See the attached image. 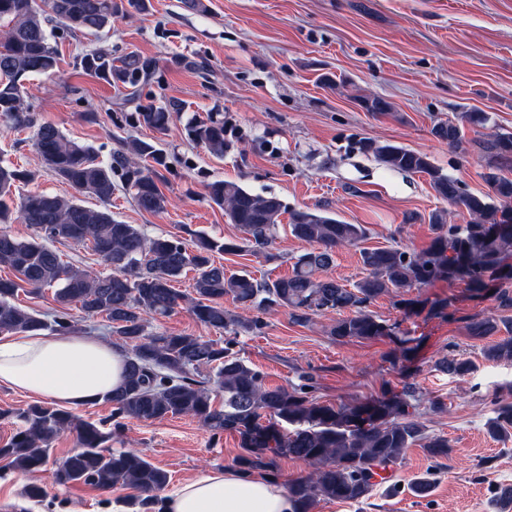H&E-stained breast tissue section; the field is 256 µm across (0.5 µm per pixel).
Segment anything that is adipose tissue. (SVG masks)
Here are the masks:
<instances>
[{"mask_svg":"<svg viewBox=\"0 0 512 512\" xmlns=\"http://www.w3.org/2000/svg\"><path fill=\"white\" fill-rule=\"evenodd\" d=\"M125 353L100 339L48 332L0 333V385L64 407L104 400L125 382ZM162 512H294L287 491L262 475L206 470L173 486Z\"/></svg>","mask_w":512,"mask_h":512,"instance_id":"ef3b65f1","label":"adipose tissue"}]
</instances>
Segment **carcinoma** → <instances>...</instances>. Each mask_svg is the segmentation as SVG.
Instances as JSON below:
<instances>
[{
  "instance_id": "cac0c4a2",
  "label": "carcinoma",
  "mask_w": 512,
  "mask_h": 512,
  "mask_svg": "<svg viewBox=\"0 0 512 512\" xmlns=\"http://www.w3.org/2000/svg\"><path fill=\"white\" fill-rule=\"evenodd\" d=\"M143 0H0V119L18 130L33 131L32 141L45 170L68 184L74 195L63 197L35 192L22 194L21 186L34 175L14 163H0V268L12 272L0 278V332L76 330L70 310L77 306L88 316H104L110 332L128 346L126 380L106 398L112 404V427L82 419L73 412L33 403L16 411H0L19 422L0 445V460L20 473H34L53 465L54 482L90 485L109 491L116 486L134 489L136 512H160L157 493L169 482L167 471L145 457L109 446L126 420L154 421L169 416L198 419L214 436L225 432L239 438L242 453L239 471H263L276 477L281 457L309 463L312 471L288 483L294 512H313L322 500L361 504L376 486L390 482L389 471L401 462L407 449L423 448L429 457L448 458L451 445L445 436L427 432L416 402V388L407 384L396 392L388 386L380 394L338 405L313 396L312 378L297 387H269L264 375L231 352L234 340L225 344L198 336L147 331L150 318L170 316L184 306L207 328L239 336L262 328L259 319L233 315L224 309L230 297L244 309L287 310L292 323L309 325L314 317L340 315L327 333L342 341L389 338L404 360L415 348L394 327L368 310L382 296L393 295L408 314L424 308L406 294L436 281L462 283L473 296L495 289L500 314L476 315L467 329L470 338L486 340L483 357L492 362L512 361V178L501 174V165L512 162V134L496 133L490 143L485 182L488 191L466 194L454 177L433 165L423 152L375 140L360 143V150L384 168L406 174H423L435 194L450 204L465 207L471 221L463 226L447 223V211L428 216L433 237L420 251L375 247L361 251L365 276L352 286L318 273L331 267L336 250L362 242L369 235L364 224H351L328 211L291 210L274 194L254 193L235 181L213 180L205 185L209 202L224 210L228 223L236 224L244 237L214 238L187 228V237H150L138 224H124L112 216L110 205L118 173L139 210L161 214L169 198L162 191L166 158L151 141L133 138L106 161L98 160L89 143L68 139L53 123L41 120L29 103L26 81L32 75L56 73L59 53L56 32L97 37L112 30L118 17L140 11ZM83 71L108 84L119 82L138 94V85L156 69L152 58L135 53L119 64L112 51L95 49L79 57ZM363 109L387 115L390 104L379 96L360 98ZM182 103L168 99L158 104L136 105L135 122L157 134L168 130L172 114ZM432 134L456 146L462 141L459 124L439 122ZM188 136L212 156L224 157L229 143L224 120L210 119L188 126ZM98 205H84L82 197ZM288 215L290 234L308 245L296 257L292 272L272 282H260L245 270L230 271L216 261L221 254L249 251L273 258L269 252L283 215ZM26 224L33 234L20 239L6 228ZM90 244L110 272L95 273L72 262L50 246L53 241ZM193 272V296L183 295L174 283ZM53 290L56 308L47 318L18 303L19 292L40 294ZM435 367L451 377L471 374L475 365L444 356ZM223 394L215 405V394ZM493 440L512 436V401L495 402L494 415L486 422ZM69 434L75 448L61 462L50 463V445ZM435 482L416 476L407 489L417 497L428 496ZM495 505L506 512L512 507V484L496 487Z\"/></svg>"
}]
</instances>
